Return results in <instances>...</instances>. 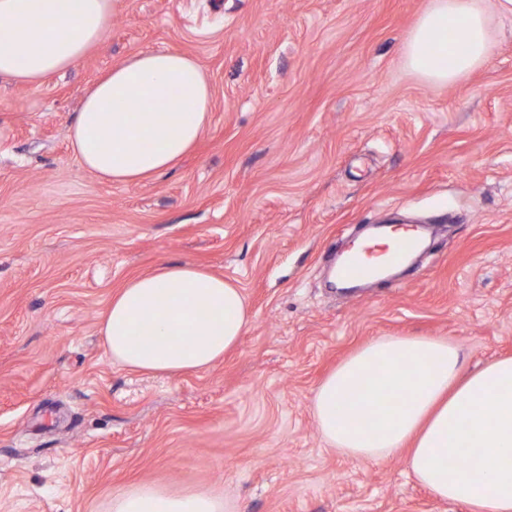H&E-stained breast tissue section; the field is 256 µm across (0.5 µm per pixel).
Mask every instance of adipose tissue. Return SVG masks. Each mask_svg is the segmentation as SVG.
Wrapping results in <instances>:
<instances>
[{"instance_id":"obj_1","label":"adipose tissue","mask_w":512,"mask_h":512,"mask_svg":"<svg viewBox=\"0 0 512 512\" xmlns=\"http://www.w3.org/2000/svg\"><path fill=\"white\" fill-rule=\"evenodd\" d=\"M117 0H0V78L38 84L83 59L112 24ZM512 0H430L404 49L423 80L451 84L484 65L495 46L492 15ZM148 101L153 111L132 116ZM212 88L196 59L138 53L84 96L70 141L81 164L118 185L172 169L211 118ZM242 290L191 264L128 280L109 302L100 333L124 369L201 373L222 362L251 321ZM458 348L426 337L372 340L317 388L312 414L327 441L354 458L407 449V465L438 499L468 512H512V358L461 377ZM111 512H224L212 490L173 492L140 482Z\"/></svg>"}]
</instances>
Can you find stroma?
<instances>
[{
  "label": "stroma",
  "mask_w": 512,
  "mask_h": 512,
  "mask_svg": "<svg viewBox=\"0 0 512 512\" xmlns=\"http://www.w3.org/2000/svg\"><path fill=\"white\" fill-rule=\"evenodd\" d=\"M429 0H119L99 46L42 85L0 79V512H109L139 482L212 487L224 512H467L405 452L332 449L327 373L386 336L512 356V23L484 66L423 81L403 48ZM198 60L211 122L173 170L100 180L69 133L84 91L144 51ZM427 223L423 254L353 294L327 272L368 225ZM243 289L222 363L113 365V294L169 262Z\"/></svg>",
  "instance_id": "1"
}]
</instances>
